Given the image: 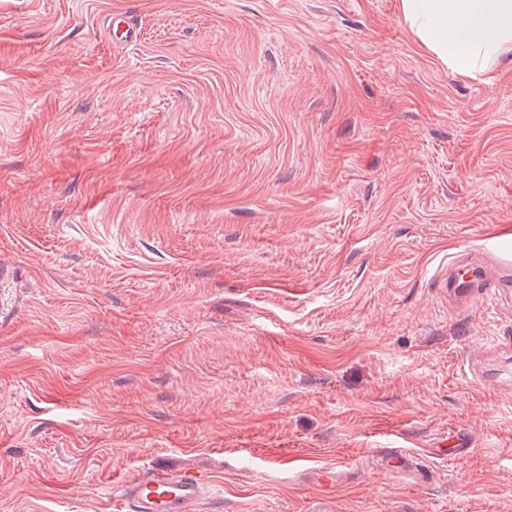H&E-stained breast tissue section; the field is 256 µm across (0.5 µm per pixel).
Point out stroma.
Segmentation results:
<instances>
[{
	"label": "stroma",
	"instance_id": "obj_1",
	"mask_svg": "<svg viewBox=\"0 0 512 512\" xmlns=\"http://www.w3.org/2000/svg\"><path fill=\"white\" fill-rule=\"evenodd\" d=\"M399 4L0 0V512H512V294L434 285L512 226V58ZM105 27L109 38L115 43L129 45L138 40V27L127 13L108 15ZM204 491L197 477L159 471L125 481L120 496L130 512H198Z\"/></svg>",
	"mask_w": 512,
	"mask_h": 512
}]
</instances>
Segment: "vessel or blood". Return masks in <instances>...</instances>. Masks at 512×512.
Segmentation results:
<instances>
[{
    "label": "vessel or blood",
    "mask_w": 512,
    "mask_h": 512,
    "mask_svg": "<svg viewBox=\"0 0 512 512\" xmlns=\"http://www.w3.org/2000/svg\"><path fill=\"white\" fill-rule=\"evenodd\" d=\"M106 32L113 42L129 45L139 30L129 14H110ZM438 287L457 298L492 300L512 292V243L497 235L484 236L474 254L451 261L437 278ZM205 486L198 478L159 471L125 481L120 496L129 512H199Z\"/></svg>",
    "instance_id": "obj_1"
}]
</instances>
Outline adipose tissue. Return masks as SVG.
<instances>
[{
  "label": "adipose tissue",
  "mask_w": 512,
  "mask_h": 512,
  "mask_svg": "<svg viewBox=\"0 0 512 512\" xmlns=\"http://www.w3.org/2000/svg\"><path fill=\"white\" fill-rule=\"evenodd\" d=\"M411 31L457 75L512 58V0H401Z\"/></svg>",
  "instance_id": "adipose-tissue-1"
}]
</instances>
